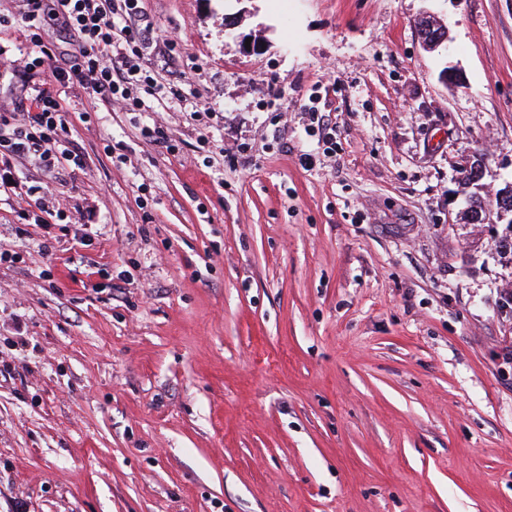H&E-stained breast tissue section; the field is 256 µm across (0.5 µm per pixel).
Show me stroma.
Segmentation results:
<instances>
[{"label":"stroma","mask_w":512,"mask_h":512,"mask_svg":"<svg viewBox=\"0 0 512 512\" xmlns=\"http://www.w3.org/2000/svg\"><path fill=\"white\" fill-rule=\"evenodd\" d=\"M141 5L157 99L66 90L83 167L16 169L70 223L0 191V512H512V227L457 199L512 181V0ZM419 36L423 46L429 50H435L440 47L447 39L446 30L434 16L423 15L416 21ZM438 29L437 31H435Z\"/></svg>","instance_id":"stroma-1"}]
</instances>
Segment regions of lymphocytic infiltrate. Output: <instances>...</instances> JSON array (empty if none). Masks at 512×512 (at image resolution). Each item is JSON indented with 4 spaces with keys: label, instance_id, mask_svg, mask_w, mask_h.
Instances as JSON below:
<instances>
[{
    "label": "lymphocytic infiltrate",
    "instance_id": "1",
    "mask_svg": "<svg viewBox=\"0 0 512 512\" xmlns=\"http://www.w3.org/2000/svg\"><path fill=\"white\" fill-rule=\"evenodd\" d=\"M138 2L21 0L19 17L33 51L24 71L34 73L49 61L55 81L0 113V188L22 201L21 220L46 224L64 220L65 213L43 186L16 177L15 163L25 161L51 175L63 163L83 164L57 87L78 86L125 112L140 111L145 98L155 96L158 84L148 76L143 54L152 26Z\"/></svg>",
    "mask_w": 512,
    "mask_h": 512
}]
</instances>
